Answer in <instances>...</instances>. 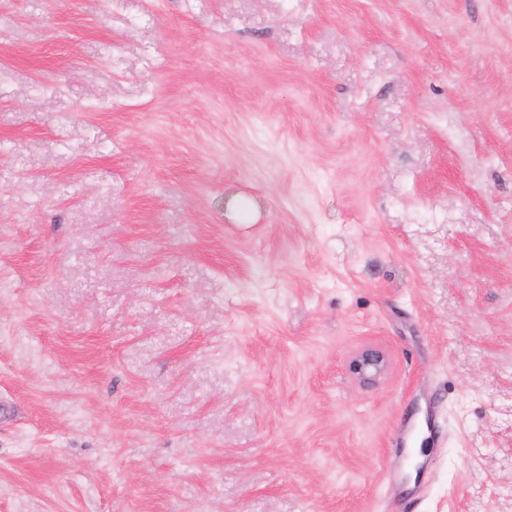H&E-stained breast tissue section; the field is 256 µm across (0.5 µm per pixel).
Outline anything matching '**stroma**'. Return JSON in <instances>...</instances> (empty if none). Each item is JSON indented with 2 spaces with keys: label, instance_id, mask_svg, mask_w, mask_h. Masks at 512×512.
<instances>
[{
  "label": "stroma",
  "instance_id": "stroma-1",
  "mask_svg": "<svg viewBox=\"0 0 512 512\" xmlns=\"http://www.w3.org/2000/svg\"><path fill=\"white\" fill-rule=\"evenodd\" d=\"M0 512H512V0H0ZM387 367L385 354L376 348H364L358 351L350 362V368L361 382H372L379 378Z\"/></svg>",
  "mask_w": 512,
  "mask_h": 512
}]
</instances>
